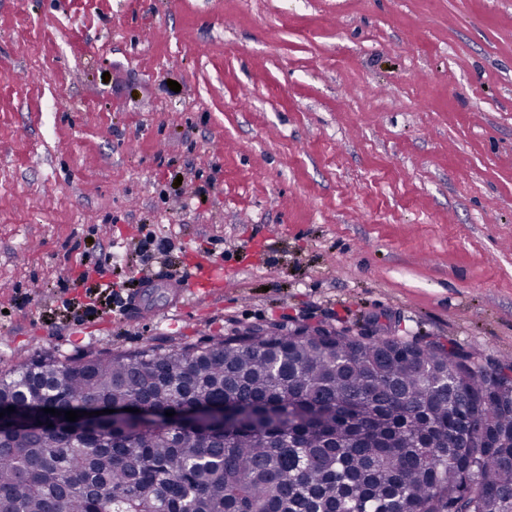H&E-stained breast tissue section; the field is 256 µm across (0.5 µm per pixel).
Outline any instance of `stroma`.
I'll use <instances>...</instances> for the list:
<instances>
[{
  "mask_svg": "<svg viewBox=\"0 0 512 512\" xmlns=\"http://www.w3.org/2000/svg\"><path fill=\"white\" fill-rule=\"evenodd\" d=\"M272 323L512 355V0H0V370Z\"/></svg>",
  "mask_w": 512,
  "mask_h": 512,
  "instance_id": "35a3bbf8",
  "label": "stroma"
}]
</instances>
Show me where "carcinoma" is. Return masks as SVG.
I'll return each instance as SVG.
<instances>
[{
	"instance_id": "obj_1",
	"label": "carcinoma",
	"mask_w": 512,
	"mask_h": 512,
	"mask_svg": "<svg viewBox=\"0 0 512 512\" xmlns=\"http://www.w3.org/2000/svg\"><path fill=\"white\" fill-rule=\"evenodd\" d=\"M0 372V405L239 419L0 431V512H512V377L437 342L326 327Z\"/></svg>"
}]
</instances>
